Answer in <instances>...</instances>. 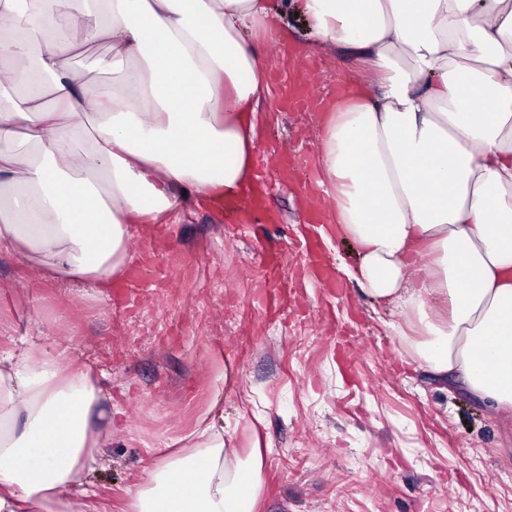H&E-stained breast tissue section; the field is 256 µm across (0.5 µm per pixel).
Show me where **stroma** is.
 <instances>
[{
  "label": "stroma",
  "instance_id": "obj_1",
  "mask_svg": "<svg viewBox=\"0 0 512 512\" xmlns=\"http://www.w3.org/2000/svg\"><path fill=\"white\" fill-rule=\"evenodd\" d=\"M308 28L299 15L282 27L295 60L263 47L271 85L314 62L323 94L343 89L357 63L317 49ZM68 62L100 87L118 81L105 42ZM257 121L262 152L318 148L314 109L273 96ZM266 191L253 224L188 198L143 225L130 267L149 285L130 293L101 297L0 254V353L32 340L65 350L112 398L121 427L84 482L123 512L159 459L212 423L241 453L260 442L258 512H512V416L407 355L391 309L350 278L360 255L347 235L322 246L344 289L322 288L299 186L277 168Z\"/></svg>",
  "mask_w": 512,
  "mask_h": 512
}]
</instances>
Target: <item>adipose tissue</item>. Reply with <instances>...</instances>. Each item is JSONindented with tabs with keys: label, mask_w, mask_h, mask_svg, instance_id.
Listing matches in <instances>:
<instances>
[{
	"label": "adipose tissue",
	"mask_w": 512,
	"mask_h": 512,
	"mask_svg": "<svg viewBox=\"0 0 512 512\" xmlns=\"http://www.w3.org/2000/svg\"><path fill=\"white\" fill-rule=\"evenodd\" d=\"M0 0V253L106 294L141 224L186 196L241 198L256 112L271 93L257 47L286 14L359 64L321 123L317 185L357 245L352 278L425 341L408 350L495 414L512 411V0ZM107 42L120 85L68 65ZM52 106H44L45 95ZM88 132L87 148L76 138ZM90 373L36 345L0 355V512H104L82 482L104 442ZM162 458L126 512H256L262 455L213 426Z\"/></svg>",
	"instance_id": "ef3b65f1"
}]
</instances>
